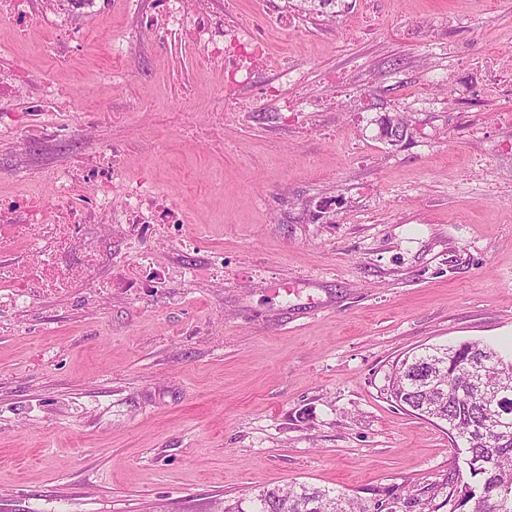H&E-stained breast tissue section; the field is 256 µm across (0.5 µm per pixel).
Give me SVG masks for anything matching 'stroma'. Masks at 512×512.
Returning <instances> with one entry per match:
<instances>
[{
  "instance_id": "stroma-1",
  "label": "stroma",
  "mask_w": 512,
  "mask_h": 512,
  "mask_svg": "<svg viewBox=\"0 0 512 512\" xmlns=\"http://www.w3.org/2000/svg\"><path fill=\"white\" fill-rule=\"evenodd\" d=\"M156 4L66 0L22 31L0 14V69L62 90L37 111L0 96V195L52 197L48 173L119 146L193 241L157 268L194 270L0 319V512H219L293 483L449 512L447 425L383 385L425 346L512 352V84L485 96L471 65L512 70V0H234L301 75L263 98L257 74L251 117L183 38L136 31ZM298 93L299 122L272 123Z\"/></svg>"
}]
</instances>
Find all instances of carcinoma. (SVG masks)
I'll return each mask as SVG.
<instances>
[{
	"instance_id": "1",
	"label": "carcinoma",
	"mask_w": 512,
	"mask_h": 512,
	"mask_svg": "<svg viewBox=\"0 0 512 512\" xmlns=\"http://www.w3.org/2000/svg\"><path fill=\"white\" fill-rule=\"evenodd\" d=\"M421 363L434 372L412 375ZM475 378L489 391L506 383L509 391L489 407L472 393ZM385 380L390 398L418 416L446 422L451 436L460 439L454 450L474 482L459 475L449 483V512H512V434L498 439L490 433L493 416L512 422V359L478 342L424 347L398 359ZM224 512H368V507L357 497L300 484L262 490Z\"/></svg>"
}]
</instances>
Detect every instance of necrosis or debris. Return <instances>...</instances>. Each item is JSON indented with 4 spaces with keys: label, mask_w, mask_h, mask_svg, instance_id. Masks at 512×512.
<instances>
[{
    "label": "necrosis or debris",
    "mask_w": 512,
    "mask_h": 512,
    "mask_svg": "<svg viewBox=\"0 0 512 512\" xmlns=\"http://www.w3.org/2000/svg\"><path fill=\"white\" fill-rule=\"evenodd\" d=\"M209 0H161V12L142 27L159 42L188 36L202 66L216 65L226 97L248 85L256 68L271 67L264 36L247 24L212 14ZM60 203L50 207L33 190L0 196V311L16 314L28 301L67 296L85 288L103 263L86 244L90 230L106 228L121 243L112 273L130 290L160 288L167 281L154 263L158 243L181 244L183 215L150 180L127 181L119 149L94 164L52 177Z\"/></svg>",
    "instance_id": "obj_1"
}]
</instances>
